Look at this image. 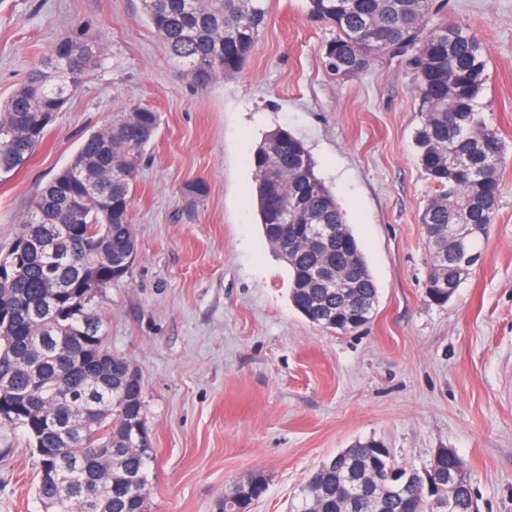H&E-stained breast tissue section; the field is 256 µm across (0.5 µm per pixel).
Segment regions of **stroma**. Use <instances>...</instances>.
Listing matches in <instances>:
<instances>
[{
  "label": "stroma",
  "mask_w": 512,
  "mask_h": 512,
  "mask_svg": "<svg viewBox=\"0 0 512 512\" xmlns=\"http://www.w3.org/2000/svg\"><path fill=\"white\" fill-rule=\"evenodd\" d=\"M487 50L483 115L506 145L498 214L448 304L429 302L420 222L437 189L417 161L422 102L404 60L326 70L328 27L306 0H267L266 26L234 76L194 86L142 0H0V102L82 27L101 63L56 113L28 164L0 182V254L49 179L113 113L158 112L133 191L136 255L98 295L105 343L142 382L156 450L149 512H220L224 490L267 481L250 512H288L338 451L382 441L423 468L463 460L478 512H512V0H447ZM288 128L335 193L378 288L370 323L343 333L292 306L286 264L257 213L256 145ZM208 192L194 199L190 184ZM21 427L0 422V512H42Z\"/></svg>",
  "instance_id": "1"
}]
</instances>
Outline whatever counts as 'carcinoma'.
Wrapping results in <instances>:
<instances>
[{
    "instance_id": "cac0c4a2",
    "label": "carcinoma",
    "mask_w": 512,
    "mask_h": 512,
    "mask_svg": "<svg viewBox=\"0 0 512 512\" xmlns=\"http://www.w3.org/2000/svg\"><path fill=\"white\" fill-rule=\"evenodd\" d=\"M265 0H143L147 21L171 57L205 88L236 74L266 24ZM433 0H308L310 18L334 29L323 47L326 68L341 77L367 70L379 56L400 57L415 75L425 112L415 133L417 158L437 195L421 214L430 242L426 297L448 303L469 274L465 259L497 215L505 144L476 109L487 69L483 42L465 25L427 27ZM99 55L72 33L0 104V174L11 175L44 138ZM159 125L156 112L133 107L91 132L69 165L42 187L22 219L20 234L39 240L26 257L23 280L0 281V308L15 318L0 327V384L17 396L36 457L35 489L43 512H148L147 471L154 454H136V421L144 417L142 384L127 378V361L105 348L93 302L127 274L135 254L133 186L142 153ZM262 233L288 266L290 300L310 323L349 331L371 321L378 290L335 195L315 171L303 142L286 128L268 132L251 157ZM297 208L293 223L280 212ZM310 224L341 235L321 249L305 243ZM475 225L448 242V230ZM111 440L121 456L112 483L95 481L104 462L97 448ZM378 440L360 442L323 462L307 479L292 512H477L463 461L436 451L419 471L396 463ZM460 472L448 487V466ZM266 491L253 474L237 484L221 512H248Z\"/></svg>"
}]
</instances>
